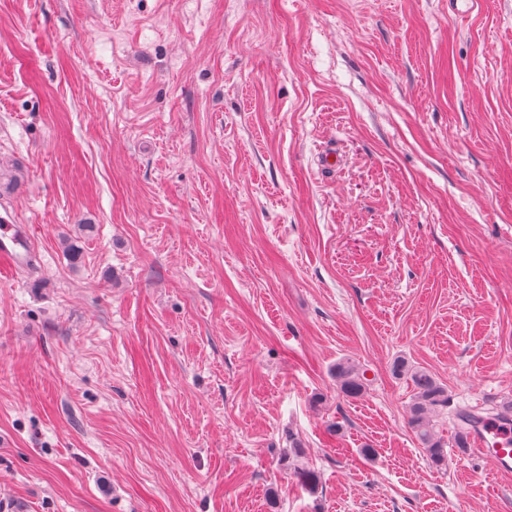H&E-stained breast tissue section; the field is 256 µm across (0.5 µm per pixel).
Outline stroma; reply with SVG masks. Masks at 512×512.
I'll return each mask as SVG.
<instances>
[{"label":"stroma","instance_id":"stroma-1","mask_svg":"<svg viewBox=\"0 0 512 512\" xmlns=\"http://www.w3.org/2000/svg\"><path fill=\"white\" fill-rule=\"evenodd\" d=\"M0 215V512H512V0H0ZM0 223V269L17 272L30 266L35 258L27 227L12 224L8 217L3 216L0 217ZM336 382L340 392L351 398L364 393L367 383L364 372L349 361L338 362L335 368ZM394 371L403 372L414 388V401L409 411L408 425L418 436L431 462L436 467L447 463L446 444L430 423L429 415L448 404V395L438 380L428 371L397 364ZM509 419L510 415L502 416L500 420L479 417L470 425L473 448L489 454L496 470L503 474L512 473V426Z\"/></svg>","mask_w":512,"mask_h":512}]
</instances>
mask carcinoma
Listing matches in <instances>:
<instances>
[{"label":"carcinoma","instance_id":"cac0c4a2","mask_svg":"<svg viewBox=\"0 0 512 512\" xmlns=\"http://www.w3.org/2000/svg\"><path fill=\"white\" fill-rule=\"evenodd\" d=\"M394 370L404 373L414 388V401L409 411L408 425L418 436L431 462L437 467L447 463L446 443L430 423L429 415L448 404V395L438 380L428 371L398 364ZM336 382L340 392L356 398L366 390V378L349 361L336 364Z\"/></svg>","mask_w":512,"mask_h":512}]
</instances>
